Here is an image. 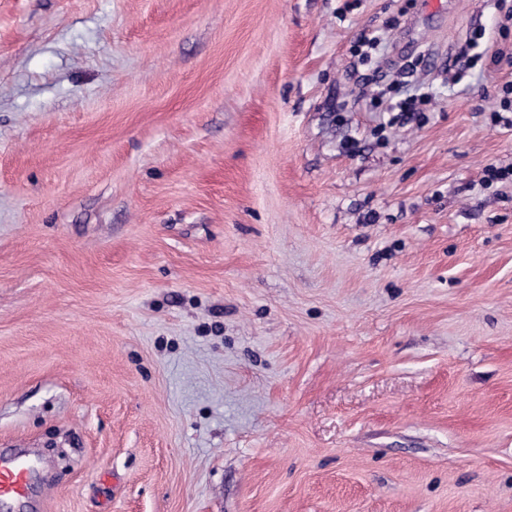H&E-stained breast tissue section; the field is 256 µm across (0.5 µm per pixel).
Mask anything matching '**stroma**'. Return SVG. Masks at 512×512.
<instances>
[{"mask_svg":"<svg viewBox=\"0 0 512 512\" xmlns=\"http://www.w3.org/2000/svg\"><path fill=\"white\" fill-rule=\"evenodd\" d=\"M503 5L0 0V512H512ZM28 472L18 456H0V497H22Z\"/></svg>","mask_w":512,"mask_h":512,"instance_id":"obj_1","label":"stroma"}]
</instances>
